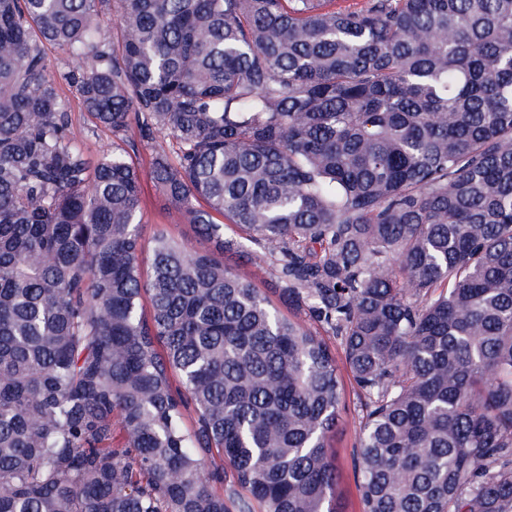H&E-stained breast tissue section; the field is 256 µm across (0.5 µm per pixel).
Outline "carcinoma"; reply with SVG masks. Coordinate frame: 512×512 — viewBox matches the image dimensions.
I'll list each match as a JSON object with an SVG mask.
<instances>
[{"mask_svg": "<svg viewBox=\"0 0 512 512\" xmlns=\"http://www.w3.org/2000/svg\"><path fill=\"white\" fill-rule=\"evenodd\" d=\"M62 83L209 248L143 275ZM231 248L340 339L360 512H512V0H0V512H342L336 360ZM224 262L240 276L253 281L257 288H260L269 297L282 317L292 320L307 319L303 312L299 314L295 309L288 307V303L280 299L279 288L282 284L274 267L264 264L261 266L254 265L235 252L224 253Z\"/></svg>", "mask_w": 512, "mask_h": 512, "instance_id": "carcinoma-1", "label": "carcinoma"}]
</instances>
